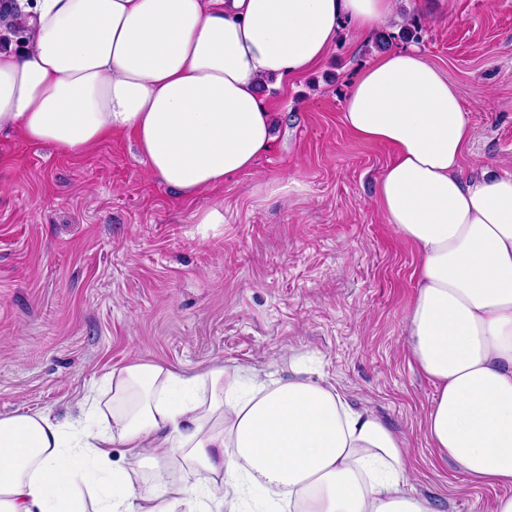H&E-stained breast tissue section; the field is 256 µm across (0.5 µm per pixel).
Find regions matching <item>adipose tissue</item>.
<instances>
[{
  "label": "adipose tissue",
  "instance_id": "ef3b65f1",
  "mask_svg": "<svg viewBox=\"0 0 512 512\" xmlns=\"http://www.w3.org/2000/svg\"><path fill=\"white\" fill-rule=\"evenodd\" d=\"M400 0H20L22 48H0V132L77 154L133 133L149 172L198 196L252 169L274 139L261 87L319 61L341 24L401 21ZM343 120L395 147L377 184L419 257L407 345L436 394L425 435L512 512V174L463 175L460 99L414 47L351 79ZM288 377L156 362L113 370L112 423L0 416V512H439L412 488L403 442L301 355ZM122 447L113 461V447Z\"/></svg>",
  "mask_w": 512,
  "mask_h": 512
}]
</instances>
